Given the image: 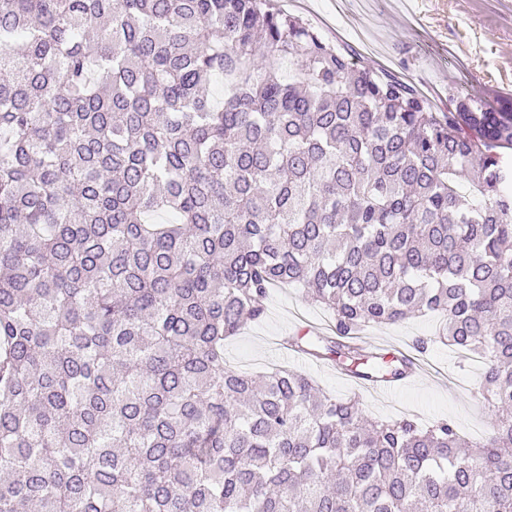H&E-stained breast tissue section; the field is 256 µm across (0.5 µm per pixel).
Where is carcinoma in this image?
<instances>
[{"mask_svg":"<svg viewBox=\"0 0 512 512\" xmlns=\"http://www.w3.org/2000/svg\"><path fill=\"white\" fill-rule=\"evenodd\" d=\"M450 102L270 0H0V512H512V110ZM290 283L363 379L443 317L493 434L224 366Z\"/></svg>","mask_w":512,"mask_h":512,"instance_id":"obj_1","label":"carcinoma"}]
</instances>
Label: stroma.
<instances>
[{
    "instance_id": "35a3bbf8",
    "label": "stroma",
    "mask_w": 512,
    "mask_h": 512,
    "mask_svg": "<svg viewBox=\"0 0 512 512\" xmlns=\"http://www.w3.org/2000/svg\"><path fill=\"white\" fill-rule=\"evenodd\" d=\"M333 45L353 49L362 65L411 83L436 111L463 93L493 105L512 101V0H273ZM329 314L308 301L303 288L273 289L263 316L224 343L227 367L259 375L288 365L312 375L329 394L358 397L371 417L452 421L471 440L489 435L490 412L479 388L481 363L461 357L437 337L441 319L428 315L403 324L372 327L364 339L413 350L427 343L422 358L442 371V383L413 382L384 396L358 393L340 367L289 350L279 341L315 327L330 335Z\"/></svg>"
}]
</instances>
